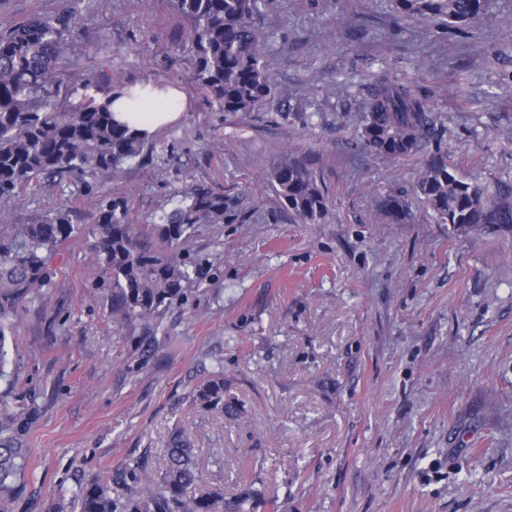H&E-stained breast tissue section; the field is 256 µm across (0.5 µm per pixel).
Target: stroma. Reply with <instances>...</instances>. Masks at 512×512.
I'll list each match as a JSON object with an SVG mask.
<instances>
[{"instance_id": "obj_1", "label": "stroma", "mask_w": 512, "mask_h": 512, "mask_svg": "<svg viewBox=\"0 0 512 512\" xmlns=\"http://www.w3.org/2000/svg\"><path fill=\"white\" fill-rule=\"evenodd\" d=\"M70 2L75 62L55 104L117 82L171 85L186 104L120 180L30 186L6 207L13 223L65 198L86 226L117 195L130 223L151 224L199 181L235 205L196 226L185 248L207 274L154 333L116 320L93 235L51 256L0 365V426L27 450L7 512H71L80 485L144 455L162 471L177 427L203 480L257 491V512H512V228L460 234L413 198L405 220L384 218L378 197L410 190L419 161L372 157L355 137L359 86L408 77L460 175L512 185V0H485L460 34L390 0H267L257 26L282 94L247 115L194 88L172 0H0V33ZM291 152L330 199L321 223L267 181ZM219 367L240 417L189 398Z\"/></svg>"}]
</instances>
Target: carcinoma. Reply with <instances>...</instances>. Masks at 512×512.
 <instances>
[{"mask_svg": "<svg viewBox=\"0 0 512 512\" xmlns=\"http://www.w3.org/2000/svg\"><path fill=\"white\" fill-rule=\"evenodd\" d=\"M263 0H176L189 22L183 45L192 61V82L223 111L246 114L280 93L264 61V44L255 22ZM403 15L440 20L465 28L478 20L484 0H393ZM74 15L66 9L36 15L0 34V201L9 200L44 178L57 188L73 178L92 187L107 172L118 179L124 165L143 156L148 134L114 120L107 104L93 99L59 108L52 96L64 61L74 46ZM357 140L368 154L386 160L422 157L412 194L439 224L456 232H480L512 226V187L494 195L459 176L442 146L443 131L431 101L414 89V81L379 74L362 85ZM271 184L282 203L304 224H318L329 201L318 185L311 159L292 158L276 166ZM224 192L195 184L181 205L150 225L143 242L142 225L127 220L122 197H105L92 217L98 257L112 275V310L124 323L156 324L162 310L179 299L203 272L184 255L183 245L198 224L220 223L232 207ZM384 217L399 222L407 214L402 195L378 201ZM71 209L62 203L31 224H13L0 211V362L4 336L18 319V307L49 285L47 254L80 234ZM224 367L210 372L191 391V402L209 412L237 417V403L224 397ZM166 465L153 472L148 456L105 480L79 487L74 512H253L257 493L233 498L204 484L196 466L197 448L179 430L169 436ZM26 449L15 434L0 428V501L19 491L16 477Z\"/></svg>", "mask_w": 512, "mask_h": 512, "instance_id": "carcinoma-1", "label": "carcinoma"}]
</instances>
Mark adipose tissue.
Here are the masks:
<instances>
[{"instance_id":"adipose-tissue-1","label":"adipose tissue","mask_w":512,"mask_h":512,"mask_svg":"<svg viewBox=\"0 0 512 512\" xmlns=\"http://www.w3.org/2000/svg\"><path fill=\"white\" fill-rule=\"evenodd\" d=\"M183 98L182 91L171 87L122 86L112 91L108 102L116 121L150 133L179 117L177 103Z\"/></svg>"}]
</instances>
